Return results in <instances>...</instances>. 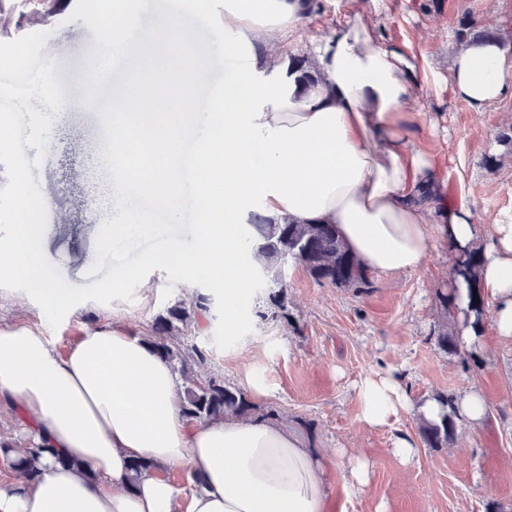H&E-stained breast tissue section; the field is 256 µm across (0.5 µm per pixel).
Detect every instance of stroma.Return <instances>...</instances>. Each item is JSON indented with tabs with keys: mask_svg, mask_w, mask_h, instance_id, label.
<instances>
[{
	"mask_svg": "<svg viewBox=\"0 0 512 512\" xmlns=\"http://www.w3.org/2000/svg\"><path fill=\"white\" fill-rule=\"evenodd\" d=\"M184 30L207 48V70L199 77V104L215 100L224 80V56L212 48V32L224 20V0H178ZM302 32L284 44L285 55L310 56L313 37L346 19L345 0H319ZM114 0H0V42L47 33L40 52L54 61L55 74L80 94L88 65L101 58L96 39L112 16ZM379 40L415 64L412 144L434 156L446 181L436 206L466 202L479 224H512V99L476 109L457 97L448 81L451 50L464 15L502 44L512 45V0H374ZM100 113L72 109L54 116L46 155L31 174L49 198L42 240L46 259L70 285L87 286L97 258V236L115 206L102 167ZM448 247L432 236L423 266L410 272L371 275V288L358 291L315 282L299 266L287 272L289 321L253 318L238 347L213 349L208 374L240 390L263 380L265 396L252 399L251 417L276 410L282 423L330 467L327 512H512V345L493 340L484 316L483 343L474 362L444 353L429 335L443 316L440 294L450 292ZM151 292L136 288L133 300L74 306L51 328L32 300L0 299V324L37 329L57 351H66L89 324L123 326L148 336L167 308L190 301L194 284L170 283L166 271L147 276ZM396 370L414 402L442 392L453 396L474 388L487 416L476 428L460 425L445 448L419 445L402 464L391 450L394 435L417 436L415 415L391 427L369 428L360 419L359 380L377 369ZM371 463L368 486H351L347 458Z\"/></svg>",
	"mask_w": 512,
	"mask_h": 512,
	"instance_id": "stroma-1",
	"label": "stroma"
}]
</instances>
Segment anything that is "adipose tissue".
<instances>
[{"label":"adipose tissue","instance_id":"1","mask_svg":"<svg viewBox=\"0 0 512 512\" xmlns=\"http://www.w3.org/2000/svg\"><path fill=\"white\" fill-rule=\"evenodd\" d=\"M346 23L315 41L309 80L289 66L281 42L303 28L308 0H225L216 47L242 66L230 69L224 100L211 114L213 134L199 143L220 153L224 208L208 213L197 259L181 260L189 278L212 266L224 282V311L233 316L249 282L233 226L253 205L271 216L337 225L351 251L375 273L413 271L424 262L430 232L451 253L481 245L480 288L493 307L497 338L512 343V224L475 223L467 203L432 209L423 192L445 182L437 161L412 146L406 111L417 85L414 63L374 36L363 0H346ZM261 48L262 64L247 54ZM140 74L154 88L156 111L194 102L188 76L205 51L162 18L143 43ZM448 80L474 108L512 98V55L489 39L452 52ZM183 132L159 133L158 166L111 171L113 190L136 183L147 196L174 197ZM361 422L379 427L412 409L436 418L428 401L414 406L393 371H374L359 386ZM13 410L23 433L46 447L32 481L0 485V512H325L326 468L288 429L229 417L196 422L179 406L169 365L141 337L119 326L86 327L67 353L38 330L0 325V406ZM67 465H60V458ZM154 470L132 480L129 461ZM186 466L199 480L189 495L158 467Z\"/></svg>","mask_w":512,"mask_h":512}]
</instances>
